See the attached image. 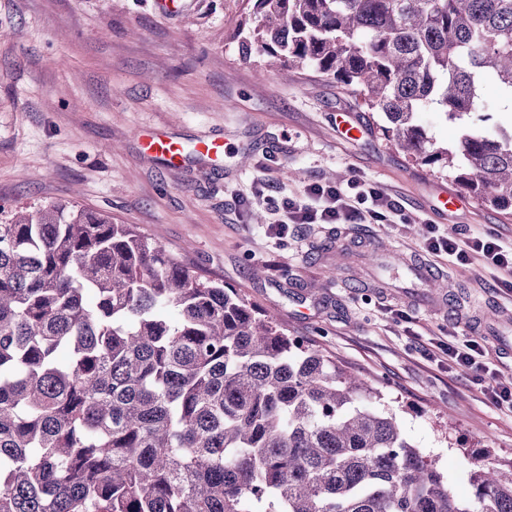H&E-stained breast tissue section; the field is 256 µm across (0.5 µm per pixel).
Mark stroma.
<instances>
[{
  "label": "stroma",
  "mask_w": 512,
  "mask_h": 512,
  "mask_svg": "<svg viewBox=\"0 0 512 512\" xmlns=\"http://www.w3.org/2000/svg\"><path fill=\"white\" fill-rule=\"evenodd\" d=\"M245 5L192 0L166 14L155 0H0V220L57 202L136 225L363 378L368 403L399 411L451 493L470 496L468 451L512 458V412L444 349L478 339L483 362L512 376V354L498 346L512 337L503 286L512 273L435 257L424 241L507 245L512 215L482 205L452 174L412 165L384 139L381 114L333 77L304 67L285 79L260 54L244 55L234 33ZM340 117L361 128L360 140L345 138ZM147 130L188 143L221 137L229 152L213 167L192 157L169 168L143 151ZM352 179L391 196L399 215L268 232L283 196ZM393 259L433 268L439 306L425 304L416 279L384 273Z\"/></svg>",
  "instance_id": "stroma-1"
}]
</instances>
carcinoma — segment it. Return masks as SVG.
<instances>
[{
	"label": "carcinoma",
	"instance_id": "cac0c4a2",
	"mask_svg": "<svg viewBox=\"0 0 512 512\" xmlns=\"http://www.w3.org/2000/svg\"><path fill=\"white\" fill-rule=\"evenodd\" d=\"M235 36L382 114L415 165L512 212V130L438 146L423 112L512 98V0H247ZM319 346L129 224L0 222V512H512V460L455 497L393 409Z\"/></svg>",
	"mask_w": 512,
	"mask_h": 512
}]
</instances>
